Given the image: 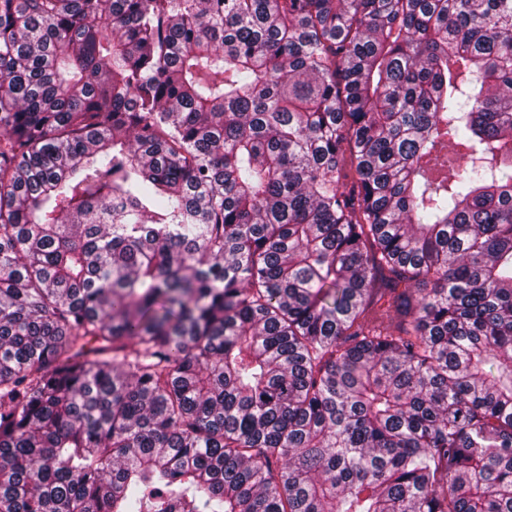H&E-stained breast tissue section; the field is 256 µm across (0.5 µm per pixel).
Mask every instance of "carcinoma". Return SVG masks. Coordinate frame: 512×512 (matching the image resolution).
<instances>
[{
  "label": "carcinoma",
  "instance_id": "carcinoma-1",
  "mask_svg": "<svg viewBox=\"0 0 512 512\" xmlns=\"http://www.w3.org/2000/svg\"><path fill=\"white\" fill-rule=\"evenodd\" d=\"M0 512H512V0H0Z\"/></svg>",
  "mask_w": 512,
  "mask_h": 512
}]
</instances>
